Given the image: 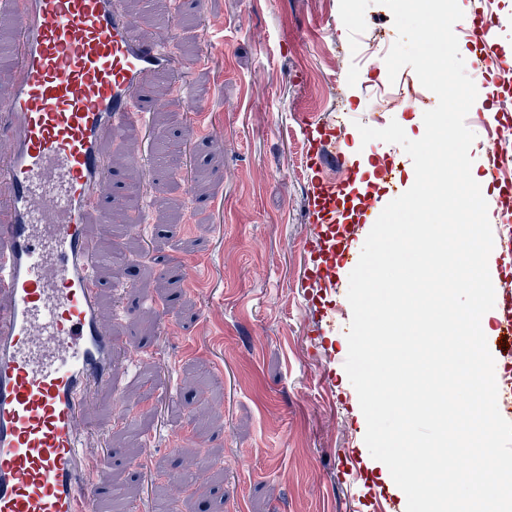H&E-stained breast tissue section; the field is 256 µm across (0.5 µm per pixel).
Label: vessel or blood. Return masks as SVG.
<instances>
[{"label": "vessel or blood", "mask_w": 512, "mask_h": 512, "mask_svg": "<svg viewBox=\"0 0 512 512\" xmlns=\"http://www.w3.org/2000/svg\"><path fill=\"white\" fill-rule=\"evenodd\" d=\"M11 14L14 59L0 74V512H99L85 403L115 382V340L101 298L92 225L111 222L125 191L105 156L129 130L147 136L155 85L183 68L170 41L136 30L121 0H0ZM460 31L487 52L477 66L512 68L491 16ZM353 181L317 180L315 223L337 224ZM308 283L335 294L331 269Z\"/></svg>", "instance_id": "1"}]
</instances>
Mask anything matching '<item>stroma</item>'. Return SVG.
<instances>
[{
    "label": "stroma",
    "mask_w": 512,
    "mask_h": 512,
    "mask_svg": "<svg viewBox=\"0 0 512 512\" xmlns=\"http://www.w3.org/2000/svg\"><path fill=\"white\" fill-rule=\"evenodd\" d=\"M132 15L154 17L151 36L182 45L207 162L151 198L142 231L125 233L120 210L93 228L140 260L130 292L102 297L104 318L128 314L115 384L87 407L89 424L118 451L102 460L98 480L133 482L147 456L153 476L130 504L163 499L199 512L181 475L213 449L222 473L201 477L224 512H367L363 484L344 470L348 453H362L366 426L343 367L347 331H323L319 313L336 298L313 295L305 279L306 249L321 244L310 188L340 175L316 164L325 132L315 123L344 124L336 151L357 170L382 159L390 174L370 197L386 204L412 186L414 167L400 145L361 143L355 124L376 110L416 140L435 103L380 109L385 59L351 54L339 0H206L199 13L178 11L176 0H135ZM476 88L481 113L466 117L475 160L495 129L490 114L512 125V88L499 72ZM151 153V140L131 136L111 161L139 196ZM162 261L180 275V294L157 288ZM136 295L152 307H135Z\"/></svg>",
    "instance_id": "stroma-1"
}]
</instances>
